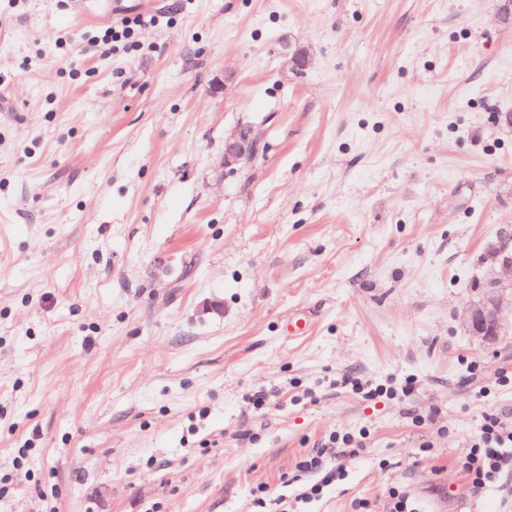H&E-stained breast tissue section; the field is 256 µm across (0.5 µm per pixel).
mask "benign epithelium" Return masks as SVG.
<instances>
[{"mask_svg": "<svg viewBox=\"0 0 512 512\" xmlns=\"http://www.w3.org/2000/svg\"><path fill=\"white\" fill-rule=\"evenodd\" d=\"M255 129L241 127L224 139V166L234 168L252 153ZM495 265L512 271V230L501 231L497 246L491 251ZM489 290L466 310L464 324L470 335L487 346L496 344L505 335V307H512V279L498 277L488 281Z\"/></svg>", "mask_w": 512, "mask_h": 512, "instance_id": "7a95c632", "label": "benign epithelium"}]
</instances>
